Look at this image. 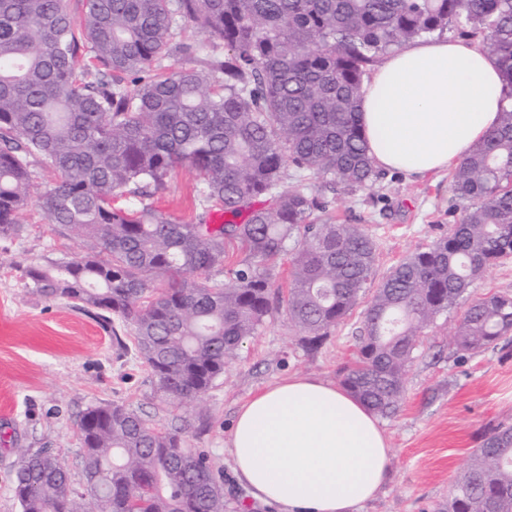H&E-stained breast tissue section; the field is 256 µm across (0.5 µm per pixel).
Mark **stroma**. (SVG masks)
I'll use <instances>...</instances> for the list:
<instances>
[{
	"label": "stroma",
	"mask_w": 512,
	"mask_h": 512,
	"mask_svg": "<svg viewBox=\"0 0 512 512\" xmlns=\"http://www.w3.org/2000/svg\"><path fill=\"white\" fill-rule=\"evenodd\" d=\"M450 178L447 171L423 178L388 171L373 188L336 192L339 221L365 225L376 243L366 295H373L399 260L458 222ZM150 201L181 222L193 221L203 208L195 174L184 167ZM23 220L19 235L0 237V512H21L13 492L17 449H49L64 462L72 484L82 483L78 423L88 407L124 405L165 428L184 417L157 397L130 325L66 299H45L26 284L27 264L69 258L84 253L87 244L51 231L36 206L28 207ZM493 294H512V259L485 271L458 305L424 329L400 408L380 421L392 452L388 480L360 512H437L486 428L512 418V345L464 356L448 346L465 309ZM359 325V315H352L310 352L285 312L276 311L185 415L187 442L208 451L224 469L228 512H279L254 502L234 476L224 443L239 407L256 391L291 377L339 383L340 368L356 353Z\"/></svg>",
	"instance_id": "35a3bbf8"
}]
</instances>
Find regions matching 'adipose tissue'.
Returning <instances> with one entry per match:
<instances>
[{"instance_id": "1", "label": "adipose tissue", "mask_w": 512, "mask_h": 512, "mask_svg": "<svg viewBox=\"0 0 512 512\" xmlns=\"http://www.w3.org/2000/svg\"><path fill=\"white\" fill-rule=\"evenodd\" d=\"M505 82L488 51L422 39L364 82L360 121L375 165L422 178L455 166L500 123ZM239 484L281 512H357L383 487L391 450L344 388L293 377L240 406L226 442Z\"/></svg>"}]
</instances>
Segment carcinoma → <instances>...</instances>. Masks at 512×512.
I'll use <instances>...</instances> for the list:
<instances>
[{
	"label": "carcinoma",
	"mask_w": 512,
	"mask_h": 512,
	"mask_svg": "<svg viewBox=\"0 0 512 512\" xmlns=\"http://www.w3.org/2000/svg\"><path fill=\"white\" fill-rule=\"evenodd\" d=\"M180 20L211 37L204 68L157 74L172 52H200L171 44ZM450 25L483 35L509 91L499 127L453 170L452 234L397 263L361 311L341 384L391 417L422 329L512 258V0H85L78 18L64 0H0V236L22 230L37 156L52 174L37 199L45 223L93 246L26 265L28 285L122 317L173 408L201 400L275 310L315 351L375 265L369 231L335 220L326 196L379 177L358 119L364 77ZM180 167L230 219L212 224L207 210L186 224L148 203ZM288 167L298 179L286 186ZM311 177L325 183L315 191ZM502 342L507 294L472 303L452 337L469 355ZM79 430L78 488L48 449H17L21 512H226L224 469L181 429L99 403ZM439 512H512V422L486 430Z\"/></svg>",
	"instance_id": "cac0c4a2"
}]
</instances>
